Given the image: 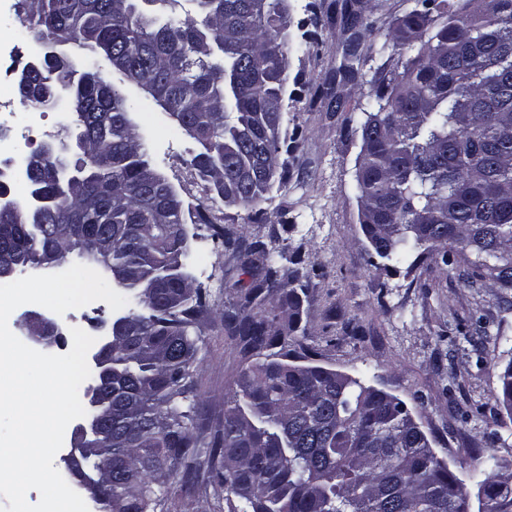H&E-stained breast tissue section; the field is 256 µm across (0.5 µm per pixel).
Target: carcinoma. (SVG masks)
Masks as SVG:
<instances>
[{
  "mask_svg": "<svg viewBox=\"0 0 512 512\" xmlns=\"http://www.w3.org/2000/svg\"><path fill=\"white\" fill-rule=\"evenodd\" d=\"M415 0L385 38L396 57L374 73V104L361 108V150L356 169L360 224L370 250L391 263L412 254L465 267L504 295L512 293V0ZM29 6L19 40L52 58L17 79L21 102L60 109L61 130L76 148L111 159L105 167L82 158L73 168L84 189L70 193L53 163L36 155L26 177L41 195L0 209V260L14 276L37 268L38 252L71 224L68 253L92 266L142 270L167 290H183L180 303L148 299L137 281L123 286L139 335L110 355L112 469L125 479L105 492L99 512H155L157 477L176 472L190 450L196 412L185 405L195 391L193 363L202 289L183 270L188 237L182 207L166 222L154 211L174 194L163 177L143 190L137 175L148 164L135 141L126 100L86 58L79 69L72 51L98 49L123 55L139 83L160 105L182 101L172 115L200 150L192 166L228 207L259 215L275 180L288 175L281 146L297 140L281 123L266 124L264 104L285 95L288 80V0H19ZM352 30L340 73L356 77L366 63L361 43L374 46L377 20L352 0L335 3ZM60 88L86 106L72 112ZM223 171L231 182L242 169L255 178L225 196L206 178ZM112 227V243L97 248V234ZM224 248L249 277L238 300L224 309V325L246 356L282 346L296 331L300 298L314 268L301 250L288 252L261 240L218 230ZM281 295L271 309L266 303ZM403 401L348 374L312 364L265 360L251 365L225 394L224 431L212 444L214 460L198 472L224 484L248 512H461L465 484L431 451L419 424L395 406ZM479 512H512V476L478 472Z\"/></svg>",
  "mask_w": 512,
  "mask_h": 512,
  "instance_id": "1",
  "label": "carcinoma"
}]
</instances>
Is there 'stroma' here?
<instances>
[{
    "instance_id": "1",
    "label": "stroma",
    "mask_w": 512,
    "mask_h": 512,
    "mask_svg": "<svg viewBox=\"0 0 512 512\" xmlns=\"http://www.w3.org/2000/svg\"><path fill=\"white\" fill-rule=\"evenodd\" d=\"M345 32L328 23L311 54L290 53L284 125L304 135L288 177L274 186L261 213L225 206L207 191L190 163L197 142L179 128L145 89L123 80L108 61L100 71L137 102L130 119L153 169L182 203L188 231L186 272L205 288L199 319L195 458L210 452L224 423V394L252 360L242 357L224 328V306L235 301L237 258L214 227L288 248H302L317 275L302 297L301 330L287 338L290 363L312 354L315 364L357 377L397 396L427 433L437 458L466 483L471 512L478 487L471 474L486 456L512 470V416L500 408L499 376L512 361V310L498 289L471 282L461 269L425 257L414 269L371 256L359 217L355 165L361 148V105L372 100V68L340 82L348 109L311 100L300 86L324 84L342 62ZM484 324L486 335L476 334ZM163 512H224L222 485L177 471L160 481Z\"/></svg>"
}]
</instances>
